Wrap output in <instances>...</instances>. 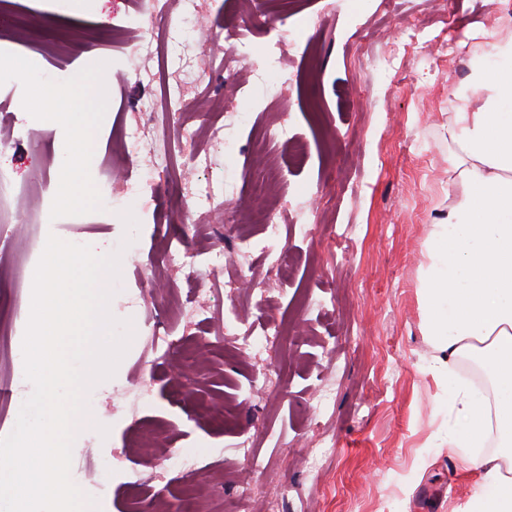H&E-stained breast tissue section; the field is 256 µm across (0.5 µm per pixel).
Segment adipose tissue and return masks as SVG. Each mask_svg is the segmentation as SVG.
I'll return each instance as SVG.
<instances>
[{"mask_svg": "<svg viewBox=\"0 0 512 512\" xmlns=\"http://www.w3.org/2000/svg\"><path fill=\"white\" fill-rule=\"evenodd\" d=\"M496 64L474 65L448 116V208L433 224L419 270L422 332L435 351L430 373L455 421L443 441L474 475L454 512H512V38L494 43ZM99 77L66 90L67 109L42 100L50 120L73 126L79 157H61L64 202L97 204L78 161L95 157L87 116L101 105ZM474 360L492 386L478 391L457 370ZM499 451L484 452L490 434Z\"/></svg>", "mask_w": 512, "mask_h": 512, "instance_id": "obj_1", "label": "adipose tissue"}]
</instances>
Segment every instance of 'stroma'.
Listing matches in <instances>:
<instances>
[{
	"instance_id": "stroma-1",
	"label": "stroma",
	"mask_w": 512,
	"mask_h": 512,
	"mask_svg": "<svg viewBox=\"0 0 512 512\" xmlns=\"http://www.w3.org/2000/svg\"><path fill=\"white\" fill-rule=\"evenodd\" d=\"M139 0H96L90 14L31 25L29 41L97 42L93 56L78 59L77 72L110 66L112 81L101 92L112 109L90 114L101 131L93 163L95 183L107 175L120 134L160 95L152 77L192 66L202 28L188 21L174 35L167 59L137 54L109 36L104 22L133 16ZM413 23L419 45L392 67L373 66L386 45L405 41ZM512 35V7L496 0H295L276 35L256 26L249 35L259 56L249 66L225 68L223 58L195 70L191 100L208 99L218 112L210 126L232 124L234 146L214 149L196 139L192 150L172 151V185L198 181L192 160H206L210 201L201 211H230L252 194L255 171L277 167L269 189L281 209L280 248L291 259L282 276L268 279L262 254L241 257L232 233L219 224L195 226V244L224 240V264L188 268L177 276L155 263L175 232L182 200L164 203L122 199L113 215L79 204L59 206L61 224H0V300L17 304V327L25 329L32 284L17 281L30 261L31 245L48 236L62 240L127 245L119 290L110 304L118 320L135 319L138 339L115 380L95 386L99 408H111L103 433L79 436L70 476L85 492L104 487L106 512H184L186 485H193L206 512H238L247 486H255L253 512H451L472 493L471 476L460 471L455 452L426 442L445 419L439 389L428 374L433 350L421 330L418 270L423 244L444 208L448 142L443 127L454 94L470 71L469 55L441 50L447 40L487 39L479 26ZM280 47L294 74L283 82L266 67L263 53ZM287 122L304 147L294 162L286 147L268 139ZM77 152L71 129L26 143L0 156L18 189L46 170L55 197L65 181L57 162ZM154 292H146L144 281ZM238 282L228 294V282ZM196 306L201 323H188L174 304ZM262 336L272 320H290L296 350L286 355L279 381L266 358L244 350L224 334L225 318ZM8 349H0V437L14 428L15 396L23 387L12 376ZM331 390L320 401L323 390ZM221 408L237 424L219 429L209 413ZM332 451L311 465L317 441ZM195 459L206 481L179 465ZM259 458L263 471L251 472Z\"/></svg>"
}]
</instances>
